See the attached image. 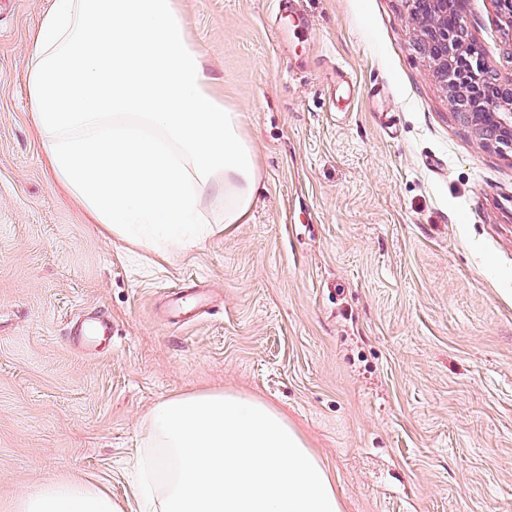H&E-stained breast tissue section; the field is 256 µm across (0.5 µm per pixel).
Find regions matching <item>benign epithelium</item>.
I'll use <instances>...</instances> for the list:
<instances>
[{"label": "benign epithelium", "mask_w": 512, "mask_h": 512, "mask_svg": "<svg viewBox=\"0 0 512 512\" xmlns=\"http://www.w3.org/2000/svg\"><path fill=\"white\" fill-rule=\"evenodd\" d=\"M428 15L417 18L422 41L438 49L432 64L443 85L455 95L458 117L475 121L476 113L492 114L494 126L480 132L485 142H497L498 131L512 130V97L504 100L486 92L488 73L482 55L470 44L462 15L449 17L448 0H427Z\"/></svg>", "instance_id": "benign-epithelium-1"}]
</instances>
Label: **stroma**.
Here are the masks:
<instances>
[{
    "mask_svg": "<svg viewBox=\"0 0 512 512\" xmlns=\"http://www.w3.org/2000/svg\"><path fill=\"white\" fill-rule=\"evenodd\" d=\"M261 169L247 223L127 253L53 183L27 88L50 0H0V512L132 495L189 390L288 413L347 512H512V150L461 121L411 0H180ZM488 71L512 22L460 0ZM126 508L103 484L50 480L23 493L12 512H125Z\"/></svg>",
    "mask_w": 512,
    "mask_h": 512,
    "instance_id": "1",
    "label": "stroma"
}]
</instances>
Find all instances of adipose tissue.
<instances>
[{
	"label": "adipose tissue",
	"instance_id": "1",
	"mask_svg": "<svg viewBox=\"0 0 512 512\" xmlns=\"http://www.w3.org/2000/svg\"><path fill=\"white\" fill-rule=\"evenodd\" d=\"M28 88L53 179L113 238L169 261L251 215L254 145L179 0H52ZM145 428L137 495L150 512H344L327 465L261 399L188 392L156 405ZM125 510L107 486L76 480L41 483L12 506Z\"/></svg>",
	"mask_w": 512,
	"mask_h": 512
}]
</instances>
